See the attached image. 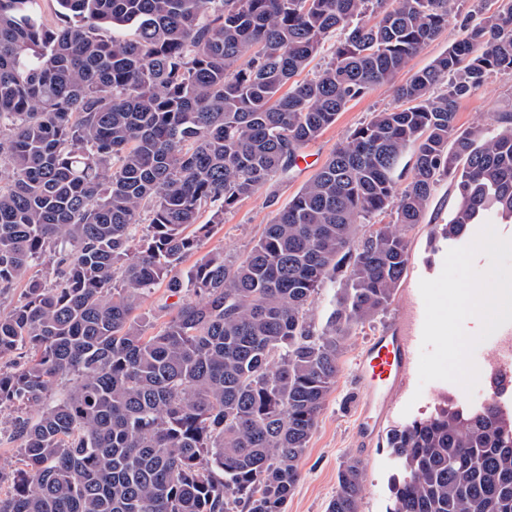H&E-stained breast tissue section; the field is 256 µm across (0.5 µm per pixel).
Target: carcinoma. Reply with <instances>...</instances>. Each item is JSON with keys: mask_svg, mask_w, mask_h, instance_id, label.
Listing matches in <instances>:
<instances>
[{"mask_svg": "<svg viewBox=\"0 0 512 512\" xmlns=\"http://www.w3.org/2000/svg\"><path fill=\"white\" fill-rule=\"evenodd\" d=\"M0 0L3 432L20 442L0 512H284L340 373L344 341L393 301L446 178L434 238L512 223V111L457 125L461 98L512 71V0ZM461 35L336 146L239 261L185 233L297 166L351 101L452 23ZM130 28V36L108 35ZM331 59L294 77L335 33ZM288 92H282L283 88ZM391 221L357 236L359 224ZM167 280L169 319L133 313ZM338 284L315 329L309 306ZM36 411L32 416L29 411ZM389 512H512V415L450 403L387 432ZM346 460L327 512H360Z\"/></svg>", "mask_w": 512, "mask_h": 512, "instance_id": "obj_1", "label": "carcinoma"}]
</instances>
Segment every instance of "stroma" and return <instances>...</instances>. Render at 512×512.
I'll return each instance as SVG.
<instances>
[{"instance_id": "35a3bbf8", "label": "stroma", "mask_w": 512, "mask_h": 512, "mask_svg": "<svg viewBox=\"0 0 512 512\" xmlns=\"http://www.w3.org/2000/svg\"><path fill=\"white\" fill-rule=\"evenodd\" d=\"M459 34L457 26H449L409 60L392 84L374 88L362 98L350 102L336 122L307 148V161L299 163L288 181L278 186L276 203H267L266 194L262 191L241 201L234 210L225 213L223 223L212 225L209 233L201 236L197 253L184 260L177 269L178 275H186L199 256L208 253H223L228 260L246 253L259 239L265 225L272 222L277 209L288 203L336 146L353 129L366 122L372 113L393 107L396 86L430 65ZM509 110H512V72H496L479 90L460 100L457 123L463 127L476 122L488 123L496 113ZM456 205L453 184L450 180H443L428 202L423 223L408 234L407 271L387 313L359 327L345 340L336 386L309 442L301 465V479L288 500L286 512H326L327 504L336 491L338 469L351 457L360 459L365 470L361 512H388L391 506L388 486L399 469V463L385 448L383 438L378 437L365 444L359 439L363 394L357 382V360L371 337L388 325L398 326L402 335L410 337L412 353L420 352L423 326L416 319V311L422 306L423 298L419 283L428 277L437 278L442 272L445 256L452 244L448 241L433 243V229L452 218ZM495 397L500 402L511 403L512 384L498 391L489 378L483 376L474 393L469 394L460 385L448 381L420 384L418 369L413 366L383 426L388 429L424 417L446 398L467 405H480Z\"/></svg>"}]
</instances>
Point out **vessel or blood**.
<instances>
[{
    "mask_svg": "<svg viewBox=\"0 0 512 512\" xmlns=\"http://www.w3.org/2000/svg\"><path fill=\"white\" fill-rule=\"evenodd\" d=\"M410 360L409 339L395 326L378 332L361 351L358 359L363 391L361 426L366 435H374L378 421L393 402L397 384L409 371Z\"/></svg>",
    "mask_w": 512,
    "mask_h": 512,
    "instance_id": "1",
    "label": "vessel or blood"
}]
</instances>
